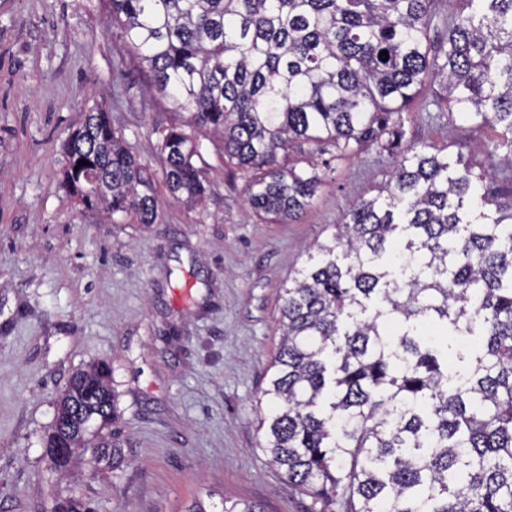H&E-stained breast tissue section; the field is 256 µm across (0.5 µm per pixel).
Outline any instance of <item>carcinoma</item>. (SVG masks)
Returning a JSON list of instances; mask_svg holds the SVG:
<instances>
[{
  "label": "carcinoma",
  "instance_id": "carcinoma-1",
  "mask_svg": "<svg viewBox=\"0 0 512 512\" xmlns=\"http://www.w3.org/2000/svg\"><path fill=\"white\" fill-rule=\"evenodd\" d=\"M102 3L150 86L187 113L152 129L174 200L202 199L200 138L218 134L227 163L251 173L248 205L291 224L321 178L280 153L385 148L429 79L451 109L500 129L494 149L512 167V0H463L437 48L432 0ZM64 150L63 182L85 209L155 222V179L110 113L85 112ZM491 203L462 157L415 151L283 286L259 428L270 463L320 505L311 512H336L340 494L347 512H512V205ZM428 330L482 344L450 363ZM116 421L108 362L77 371L46 440L54 470L79 456L120 465ZM54 512L90 510L70 496ZM221 512L265 510L224 498Z\"/></svg>",
  "mask_w": 512,
  "mask_h": 512
}]
</instances>
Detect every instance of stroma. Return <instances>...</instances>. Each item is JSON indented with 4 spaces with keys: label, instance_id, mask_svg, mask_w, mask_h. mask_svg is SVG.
Returning <instances> with one entry per match:
<instances>
[{
    "label": "stroma",
    "instance_id": "stroma-1",
    "mask_svg": "<svg viewBox=\"0 0 512 512\" xmlns=\"http://www.w3.org/2000/svg\"><path fill=\"white\" fill-rule=\"evenodd\" d=\"M428 83L400 115L389 149L340 160L308 144L321 185L291 224L245 203L246 172L203 140L208 191L195 207L158 186V218L112 222L65 188L63 144L87 108L111 112L129 150L162 167L147 91L99 0H0V512H53L75 494L95 512H185L196 499L310 512L262 450L258 415L279 342L280 288L396 158L428 145L467 160L496 203L512 171L490 150L496 132L449 112ZM107 360L118 392L123 464L60 480L45 455L57 399L80 368Z\"/></svg>",
    "mask_w": 512,
    "mask_h": 512
}]
</instances>
